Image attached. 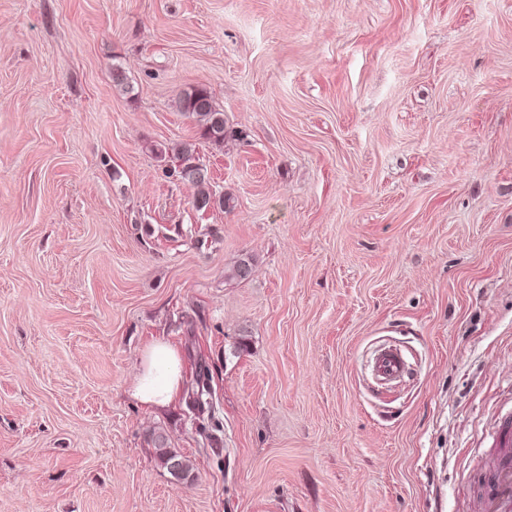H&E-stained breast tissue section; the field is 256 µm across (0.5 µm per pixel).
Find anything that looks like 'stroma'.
I'll return each mask as SVG.
<instances>
[{
  "instance_id": "obj_1",
  "label": "stroma",
  "mask_w": 512,
  "mask_h": 512,
  "mask_svg": "<svg viewBox=\"0 0 512 512\" xmlns=\"http://www.w3.org/2000/svg\"><path fill=\"white\" fill-rule=\"evenodd\" d=\"M511 411L512 0H0V512H470ZM180 112L194 118L202 130V135L216 145H222L226 137L224 113L219 110L203 88H194L181 94L176 104ZM175 159V164L166 169V174L174 181L193 186L195 192L192 205L196 210H224L229 206V197L213 189L207 167L201 172L192 165L198 157L195 156V149H192L190 144L183 145ZM181 359L163 339L151 342L142 352L132 381L130 395L146 406H168L182 391ZM370 367L372 377L380 389L400 384L411 372V366L403 350L394 345L377 348L370 361ZM155 443L158 445L156 449L160 463L168 472L179 479L187 476L189 464L186 463V460L181 455L165 448L166 439L163 434L160 433L156 436Z\"/></svg>"
}]
</instances>
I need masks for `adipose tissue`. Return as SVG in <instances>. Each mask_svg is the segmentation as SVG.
Listing matches in <instances>:
<instances>
[{
    "instance_id": "ef3b65f1",
    "label": "adipose tissue",
    "mask_w": 512,
    "mask_h": 512,
    "mask_svg": "<svg viewBox=\"0 0 512 512\" xmlns=\"http://www.w3.org/2000/svg\"><path fill=\"white\" fill-rule=\"evenodd\" d=\"M181 359L167 341L157 339L142 352L129 392L146 406H168L175 403L182 391Z\"/></svg>"
}]
</instances>
